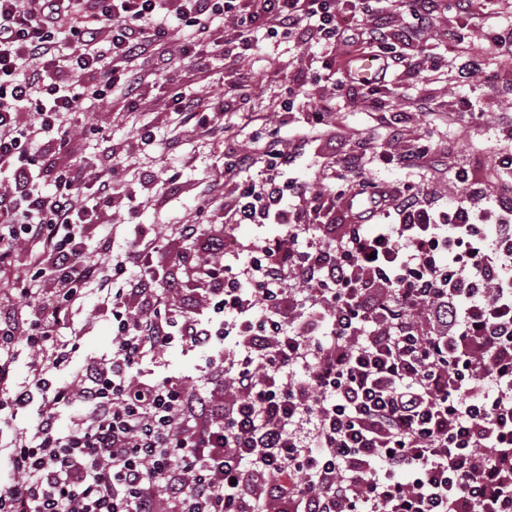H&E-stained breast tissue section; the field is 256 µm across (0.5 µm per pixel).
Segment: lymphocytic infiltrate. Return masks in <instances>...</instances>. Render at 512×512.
<instances>
[{"label":"lymphocytic infiltrate","mask_w":512,"mask_h":512,"mask_svg":"<svg viewBox=\"0 0 512 512\" xmlns=\"http://www.w3.org/2000/svg\"><path fill=\"white\" fill-rule=\"evenodd\" d=\"M388 2L412 23L343 25L360 0H0V274L23 256L34 270L0 303V424L39 406L7 448L0 512H512V152L492 187L456 169L465 190L446 207L433 188L374 184L340 228L336 198L368 165L419 169L429 147L333 148L319 187L291 188L292 150L269 135L225 153L202 200L217 223L179 225L161 276L158 238L134 237L109 269V244L87 248L101 206L124 199L112 156L99 175L56 160L84 102L113 92L139 110L148 77L183 60L207 78L212 53L241 61L260 32L327 62L379 53L376 82L337 86L400 128L380 85L423 66L443 0ZM168 102L223 131L222 110ZM240 224L283 232L225 248ZM132 267L111 352L73 365L78 340L60 351L58 326L86 286ZM177 340L206 353L195 378L153 368Z\"/></svg>","instance_id":"obj_1"}]
</instances>
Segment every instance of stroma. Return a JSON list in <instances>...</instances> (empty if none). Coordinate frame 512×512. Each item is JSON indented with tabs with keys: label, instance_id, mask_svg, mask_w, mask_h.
Returning a JSON list of instances; mask_svg holds the SVG:
<instances>
[{
	"label": "stroma",
	"instance_id": "1",
	"mask_svg": "<svg viewBox=\"0 0 512 512\" xmlns=\"http://www.w3.org/2000/svg\"><path fill=\"white\" fill-rule=\"evenodd\" d=\"M458 27L464 28L466 34L461 45L463 53L487 58V77L465 83H433L422 72L400 75L393 77L390 94L400 106L419 95L428 96L436 106L465 96L473 102L476 111L482 112L483 120L479 123L461 115L444 125L434 113L414 112L401 136L392 138L387 124L380 121L367 103L350 102L346 96L335 94L332 80L316 79L315 73L321 68L316 56L299 52L293 44L280 38L261 40L255 54L239 63L228 64L223 56H214L208 83L196 82L195 78L180 72L175 79L187 93L214 104L220 102L225 87L244 78L252 88L253 104L268 105L287 99L298 69H305L314 75L315 81L309 96L296 99L285 127L274 116L264 125L248 123L246 109L235 106L225 117L226 135L213 137L193 130L182 114L167 109L168 84L162 79L148 88L154 106L144 112L129 111L120 99L84 103L74 116L77 131L68 145V153L92 161L104 148L114 149L119 155L117 177L132 193L136 207L132 215L123 208H104L99 235L110 237L112 255L116 258L122 257L137 227L160 232L167 248L176 249L172 230L176 225L196 220L199 198L207 188V176L224 167L225 147H248L254 138L266 136L271 130L278 131L284 139H294L309 105L319 101L328 102L329 128L342 145L351 147L369 137L378 149L397 153L417 140L430 141L436 159L441 162L439 170L431 171L430 184L442 194L444 202H451L463 190L453 179L454 168L464 166L487 175L499 171L498 159L504 144L498 118L503 114L512 116V57H496L488 35L512 28V5L502 0L498 12L471 26L466 25L464 15L455 9L442 10L436 34L425 46L429 57L448 58L444 33ZM143 124L150 126L162 140V148L144 145L137 139L135 129ZM146 170L156 172L162 179L175 178L177 191L168 193L144 184L141 175ZM104 297L103 291L90 288L84 305L73 311L58 331L59 336L66 339L80 336L81 348L74 356L75 362L112 349V314Z\"/></svg>",
	"mask_w": 512,
	"mask_h": 512
}]
</instances>
